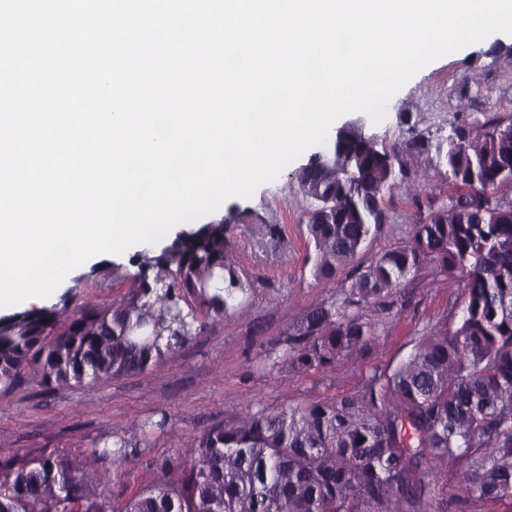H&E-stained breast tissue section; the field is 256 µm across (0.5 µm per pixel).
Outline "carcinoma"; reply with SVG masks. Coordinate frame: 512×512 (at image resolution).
Segmentation results:
<instances>
[{
    "mask_svg": "<svg viewBox=\"0 0 512 512\" xmlns=\"http://www.w3.org/2000/svg\"><path fill=\"white\" fill-rule=\"evenodd\" d=\"M417 134L381 148L347 123L336 153L299 177L311 200L312 270L329 279L388 221L385 197L429 153ZM462 192L433 207L409 241L377 254L344 296L309 311L289 334L283 366L331 367L376 335L370 303L393 304L427 261L462 283L453 326L419 338L393 368L352 394L278 410L247 409L190 439L184 465L160 474L122 512H484L512 499V119L480 138L460 126L445 153ZM234 217L177 232L158 254L135 255L133 289L114 305L30 306L0 316V390L24 371L76 387L145 372L167 351L224 321L247 291L227 253ZM417 431L402 440V422ZM136 457L118 436L93 452ZM0 512H112L82 470L0 458Z\"/></svg>",
    "mask_w": 512,
    "mask_h": 512,
    "instance_id": "carcinoma-1",
    "label": "carcinoma"
}]
</instances>
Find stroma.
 Here are the masks:
<instances>
[{"mask_svg":"<svg viewBox=\"0 0 512 512\" xmlns=\"http://www.w3.org/2000/svg\"><path fill=\"white\" fill-rule=\"evenodd\" d=\"M509 117L512 34L497 32L417 72L391 97L380 120L363 112L344 114L341 120L361 124L365 134L386 147L425 135L432 148L413 159L412 176L424 194L442 200L454 187L441 153L457 127L466 126L477 137L490 120ZM322 152L319 146L307 149L251 196L228 198L210 213L213 221L231 211L239 215L228 233L229 252L250 291L237 310L141 374L78 388H47L24 376L12 391L0 392V456L79 465L102 439L133 432L141 421L168 414L164 429L139 439L136 463L111 458L86 472L93 488L98 471L110 473L107 494L114 512H122L127 499L157 476V464L183 463L190 438L212 424L248 406L279 408L353 393L375 370L407 356L427 329L451 321L460 310L462 290L428 262L401 283L396 304L371 312L377 338L356 359L308 370L281 365L286 339L305 314L343 293L356 266L408 241L419 218L405 187L394 188L388 224L352 265L331 280H315L305 223L310 201L299 188V174ZM132 256L128 249L82 263L56 290L52 303L66 296L92 304L120 302L130 285L110 277L116 267L136 274Z\"/></svg>","mask_w":512,"mask_h":512,"instance_id":"stroma-1","label":"stroma"}]
</instances>
